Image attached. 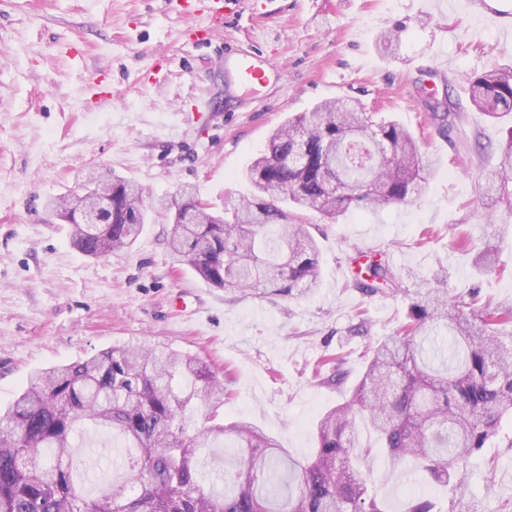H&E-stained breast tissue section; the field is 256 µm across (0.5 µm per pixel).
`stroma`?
I'll return each mask as SVG.
<instances>
[{
  "label": "stroma",
  "instance_id": "1",
  "mask_svg": "<svg viewBox=\"0 0 512 512\" xmlns=\"http://www.w3.org/2000/svg\"><path fill=\"white\" fill-rule=\"evenodd\" d=\"M238 2L199 49L188 35L201 18L183 0H0V407L34 371L162 344L217 377L232 373L225 422L251 423L302 460L319 417L343 399L344 388L316 376L321 357L341 354L344 387L353 386L368 348L396 334L420 288L453 300L475 289L512 307V203L490 205L482 191L512 124L468 106L446 138L422 106L424 89L463 98L470 74L512 65V0L482 10L472 0ZM398 26L400 48L383 51L380 36ZM234 46L266 56L281 78L240 87L224 72ZM149 66L161 85L138 81ZM341 97L418 137L436 161L420 198L318 223L320 284L292 298L227 292L174 261L166 238L179 187L216 206L225 192L248 193L243 174L271 133ZM202 98L215 110L196 113ZM93 171L141 185L152 204L133 246L99 258L73 247L70 225L46 207ZM483 250L492 270L475 266ZM362 253L382 257L399 292L354 288ZM76 444L82 489L99 494L128 450L93 431ZM360 468L384 512H404L413 493L439 512H512V417L494 448L470 460L464 501L406 464Z\"/></svg>",
  "mask_w": 512,
  "mask_h": 512
}]
</instances>
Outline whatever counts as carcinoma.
I'll list each match as a JSON object with an SVG mask.
<instances>
[{"label": "carcinoma", "mask_w": 512, "mask_h": 512, "mask_svg": "<svg viewBox=\"0 0 512 512\" xmlns=\"http://www.w3.org/2000/svg\"><path fill=\"white\" fill-rule=\"evenodd\" d=\"M468 102L489 119L512 118V66L472 75ZM442 135L462 103L424 100ZM436 165L424 157L397 119H375L343 98L298 113L270 137V154L245 171L248 196L227 194L223 212L207 207L195 224H175L169 246L210 285L263 298L290 297L318 286L319 252L308 220L332 222L347 211L406 204ZM119 195L100 224H81L69 209L74 194L47 207L72 225L85 254L104 257L131 246L147 223L139 185L119 176L107 183ZM512 140L502 149L484 194L512 191ZM398 280L381 260L359 267L354 287L375 296L394 293ZM512 308L491 306L476 294L450 302L425 288L409 304L398 334L370 348L366 369L349 398L316 424V447L306 461H282L272 437L248 423L224 424L218 408L228 385L199 360L169 348H111L85 360L33 374L0 410V512H382L368 479L352 465L382 455L412 462L428 483L453 485L467 495L469 459L491 447L502 419L512 415V348L500 339ZM453 329L449 352L438 343ZM344 357L321 360L327 381L344 380ZM209 425L188 431L198 405ZM377 434L379 446L360 441L356 420ZM89 428L121 439L136 454L129 477L88 498L73 479L74 441ZM232 439L235 462L224 473L203 472L202 455ZM298 484L275 506L280 490ZM406 512H439L425 496H409Z\"/></svg>", "instance_id": "cac0c4a2"}]
</instances>
